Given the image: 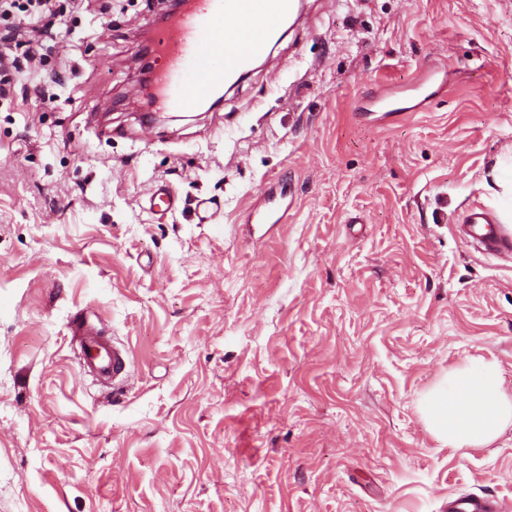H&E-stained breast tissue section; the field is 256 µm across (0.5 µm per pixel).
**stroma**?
<instances>
[{
    "instance_id": "stroma-1",
    "label": "stroma",
    "mask_w": 512,
    "mask_h": 512,
    "mask_svg": "<svg viewBox=\"0 0 512 512\" xmlns=\"http://www.w3.org/2000/svg\"><path fill=\"white\" fill-rule=\"evenodd\" d=\"M168 8L0 19L6 54L52 35L0 67V512H512V423L453 448L422 413L473 363L512 394V259L456 234L512 164V0H305L217 106L149 124L140 35ZM79 311L132 353L115 399ZM499 502L489 496L473 495L448 501V512H500Z\"/></svg>"
}]
</instances>
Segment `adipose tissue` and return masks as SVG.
I'll use <instances>...</instances> for the list:
<instances>
[{
	"instance_id": "adipose-tissue-1",
	"label": "adipose tissue",
	"mask_w": 512,
	"mask_h": 512,
	"mask_svg": "<svg viewBox=\"0 0 512 512\" xmlns=\"http://www.w3.org/2000/svg\"><path fill=\"white\" fill-rule=\"evenodd\" d=\"M433 432L456 448L488 443L512 420V396L495 367L485 364L454 372L425 400Z\"/></svg>"
}]
</instances>
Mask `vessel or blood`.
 I'll return each mask as SVG.
<instances>
[{
  "label": "vessel or blood",
  "instance_id": "b4317fda",
  "mask_svg": "<svg viewBox=\"0 0 512 512\" xmlns=\"http://www.w3.org/2000/svg\"><path fill=\"white\" fill-rule=\"evenodd\" d=\"M295 0H192L174 20L156 28L155 46L168 65L160 75L164 106L190 112L203 105L234 78L248 73L268 53L287 23ZM463 242L483 252H512V230L486 212L471 213L458 225ZM78 363L101 389H117L131 377L130 353L102 327L80 313L70 325ZM448 512H501L497 500L475 495L448 503Z\"/></svg>",
  "mask_w": 512,
  "mask_h": 512
}]
</instances>
